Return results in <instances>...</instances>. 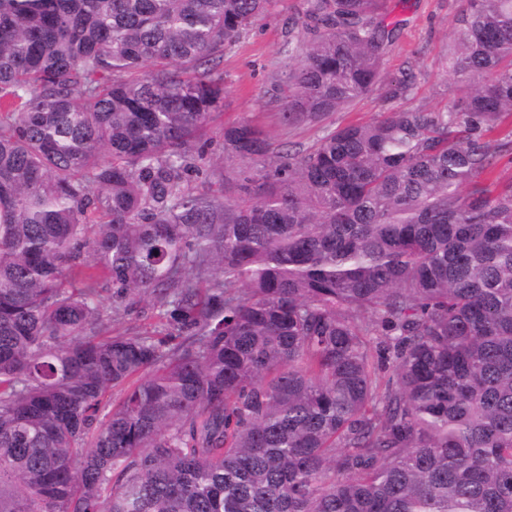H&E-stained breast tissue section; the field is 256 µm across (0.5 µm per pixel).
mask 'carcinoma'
Instances as JSON below:
<instances>
[{"label": "carcinoma", "instance_id": "carcinoma-1", "mask_svg": "<svg viewBox=\"0 0 512 512\" xmlns=\"http://www.w3.org/2000/svg\"><path fill=\"white\" fill-rule=\"evenodd\" d=\"M275 3L0 0V512H512V0H466L437 110L384 0H305L280 119L323 136L228 123L200 190ZM381 111L382 101L378 93L375 92L358 100L354 105L336 112L331 118V123L335 127L351 121H370L377 118ZM157 321V311L148 303L142 302L134 306L119 324L114 325V329L119 328L122 330L127 327H136L141 332H152Z\"/></svg>", "mask_w": 512, "mask_h": 512}]
</instances>
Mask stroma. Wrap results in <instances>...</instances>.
Segmentation results:
<instances>
[{
  "instance_id": "1",
  "label": "stroma",
  "mask_w": 512,
  "mask_h": 512,
  "mask_svg": "<svg viewBox=\"0 0 512 512\" xmlns=\"http://www.w3.org/2000/svg\"><path fill=\"white\" fill-rule=\"evenodd\" d=\"M302 0H278L270 13L224 57V120L248 118L264 127L278 143L311 144L322 127L288 130L279 125L276 88L285 51L292 38L291 22ZM465 0H386L390 19L400 28L382 63L384 73L395 76L409 69L416 76L412 94L399 101L402 109L442 108L459 99L462 83L450 73L449 56L455 22Z\"/></svg>"
}]
</instances>
